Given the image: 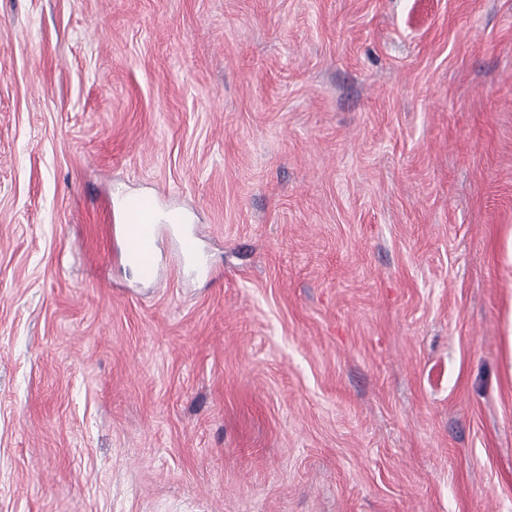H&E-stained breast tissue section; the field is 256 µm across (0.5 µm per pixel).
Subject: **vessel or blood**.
Wrapping results in <instances>:
<instances>
[{
    "label": "vessel or blood",
    "instance_id": "1",
    "mask_svg": "<svg viewBox=\"0 0 512 512\" xmlns=\"http://www.w3.org/2000/svg\"><path fill=\"white\" fill-rule=\"evenodd\" d=\"M162 219L154 203L146 197L128 198L123 220L117 230L121 239L120 257L124 263L152 271L156 268V245ZM181 248L183 268L200 275L205 270V262L195 242V236L186 225L173 227Z\"/></svg>",
    "mask_w": 512,
    "mask_h": 512
}]
</instances>
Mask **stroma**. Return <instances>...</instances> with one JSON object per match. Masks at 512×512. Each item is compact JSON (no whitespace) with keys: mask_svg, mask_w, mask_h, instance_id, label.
<instances>
[{"mask_svg":"<svg viewBox=\"0 0 512 512\" xmlns=\"http://www.w3.org/2000/svg\"><path fill=\"white\" fill-rule=\"evenodd\" d=\"M0 512H512V0H0ZM154 203L147 197H130L123 210L122 224L113 226L121 239L120 257L126 264L148 270L156 268L159 224L163 223ZM170 226L176 232L180 241L183 268L193 274H203L205 262L195 242V235L190 232L185 224H171Z\"/></svg>","mask_w":512,"mask_h":512,"instance_id":"1","label":"stroma"}]
</instances>
